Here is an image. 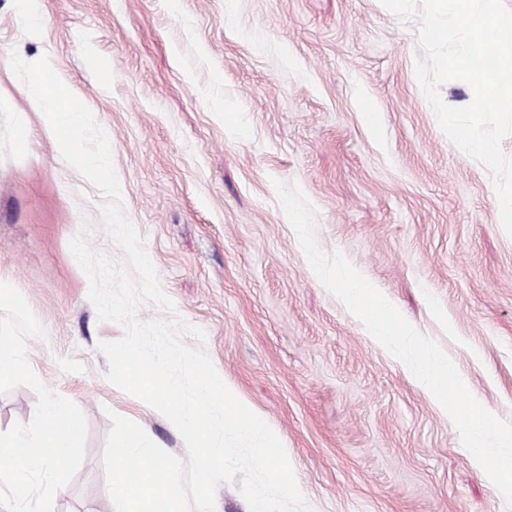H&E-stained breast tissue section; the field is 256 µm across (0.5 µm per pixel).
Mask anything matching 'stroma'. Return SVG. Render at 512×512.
<instances>
[{
	"label": "stroma",
	"instance_id": "35a3bbf8",
	"mask_svg": "<svg viewBox=\"0 0 512 512\" xmlns=\"http://www.w3.org/2000/svg\"><path fill=\"white\" fill-rule=\"evenodd\" d=\"M0 0V282L46 336L41 381L75 402L87 456L54 512H115L109 412L185 456L171 423L104 377L69 242L114 259L103 197L61 155L9 58L48 57L112 133L123 207L226 385L281 440L312 512H506L448 415L316 277L277 198L299 185L339 251L512 421V237L485 168L441 131L411 26L380 0ZM101 68L89 70L86 59Z\"/></svg>",
	"mask_w": 512,
	"mask_h": 512
}]
</instances>
